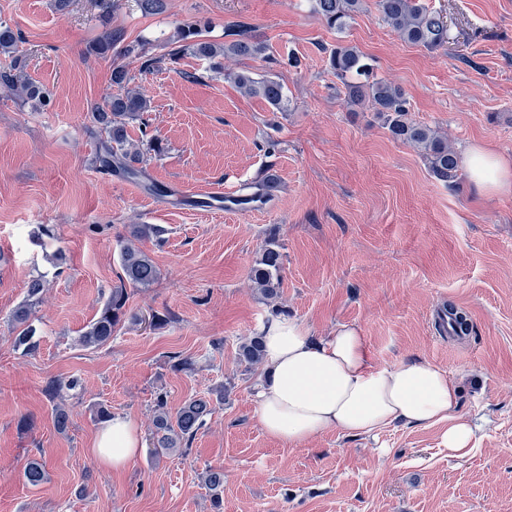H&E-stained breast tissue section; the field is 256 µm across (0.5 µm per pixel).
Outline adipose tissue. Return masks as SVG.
Instances as JSON below:
<instances>
[{
	"instance_id": "1",
	"label": "adipose tissue",
	"mask_w": 512,
	"mask_h": 512,
	"mask_svg": "<svg viewBox=\"0 0 512 512\" xmlns=\"http://www.w3.org/2000/svg\"><path fill=\"white\" fill-rule=\"evenodd\" d=\"M465 165L480 189L512 191V161L477 147ZM260 332L265 374L255 416L269 436L298 446L327 432L370 435L397 422L438 424L450 455L471 452L473 432L457 415V389L447 371L424 360L375 366L353 325L340 324L330 335L315 337L296 321L276 318ZM142 448L136 421L116 414L98 432L91 453L101 466L120 470Z\"/></svg>"
}]
</instances>
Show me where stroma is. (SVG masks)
<instances>
[{"mask_svg": "<svg viewBox=\"0 0 512 512\" xmlns=\"http://www.w3.org/2000/svg\"><path fill=\"white\" fill-rule=\"evenodd\" d=\"M427 2L448 17L447 49L405 43L373 0L341 33L309 0H166L159 15L121 0L108 23L97 0H69L62 13L52 0H0V23L21 36L14 54L0 53V73L15 70L51 96L42 108L0 84V512H212L210 469L224 472V512H512V193L434 179L418 150L348 102L326 65V48L355 46L459 156L481 146L512 159V0ZM197 21L212 40L243 24L281 61L299 55L301 69H275L290 109L271 111L209 61L164 62L160 36ZM109 27L151 40L161 60L147 73L137 60L124 65L151 103L128 135L161 140L146 174L162 197L95 167L91 109L118 92L115 58L93 51ZM269 171L279 179L272 197L234 213L191 212L182 194L219 185L239 195ZM130 224L164 227L138 243L160 278L132 290L107 346L83 347L120 283L118 237ZM271 238L288 319L315 336L357 326L381 367L420 359L446 370L475 433L470 455L449 456L438 426L329 432L299 446L263 432L254 396L264 370L237 350L277 305L250 278ZM37 276L40 345L30 355L14 344L11 315ZM449 305L468 312L470 336L437 331L433 317ZM153 314L165 324L151 325ZM173 352L194 371L172 372ZM72 376L81 385L63 394L72 424L61 433L44 386ZM160 392L172 412L192 397L216 402L187 454L149 444L121 473L98 466L95 409L128 415L146 434ZM35 457L47 470L39 488L22 476Z\"/></svg>", "mask_w": 512, "mask_h": 512, "instance_id": "1", "label": "stroma"}]
</instances>
